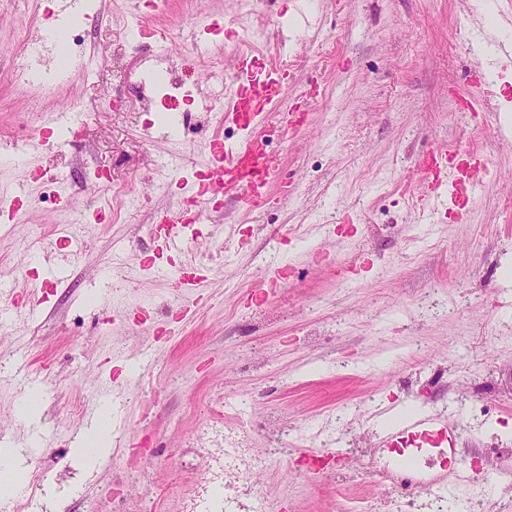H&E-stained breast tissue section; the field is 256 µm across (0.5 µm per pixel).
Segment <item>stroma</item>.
I'll return each instance as SVG.
<instances>
[{
  "label": "stroma",
  "mask_w": 512,
  "mask_h": 512,
  "mask_svg": "<svg viewBox=\"0 0 512 512\" xmlns=\"http://www.w3.org/2000/svg\"><path fill=\"white\" fill-rule=\"evenodd\" d=\"M56 0H19L0 19V52L19 27H50ZM101 29L83 65L35 102L0 80V196L27 208L0 227V441L25 449L27 512H184L200 489L183 467L199 423L216 411L250 427L256 454L274 440L267 417L288 424L285 452L264 490L285 512H338L343 497L403 512L408 490L384 501L374 469L355 448L400 434L381 419L397 408L459 410L461 435L431 472L489 470L485 512H512V0H89ZM137 49L115 59L130 20ZM283 87L266 120L281 131L269 149L280 167L270 205L223 199L194 225L185 260L206 267L196 294L143 262L163 214L179 211L176 177L149 188L153 160L190 171L208 163L231 123L206 110L185 75L232 71L240 43ZM156 57L182 86L179 135L147 88L149 109L125 99ZM479 149L488 160L474 197L433 213L403 195L421 191V159L438 143ZM140 193L124 207L120 190ZM68 203H61V196ZM114 220L85 216L100 204ZM85 225L84 251L47 287L64 254L63 221ZM287 285L258 300L270 268ZM37 302L28 319L10 296ZM40 410H19L28 390ZM111 411L112 450L89 465L73 457L90 434L89 412ZM329 466L305 472L306 446Z\"/></svg>",
  "instance_id": "obj_1"
}]
</instances>
